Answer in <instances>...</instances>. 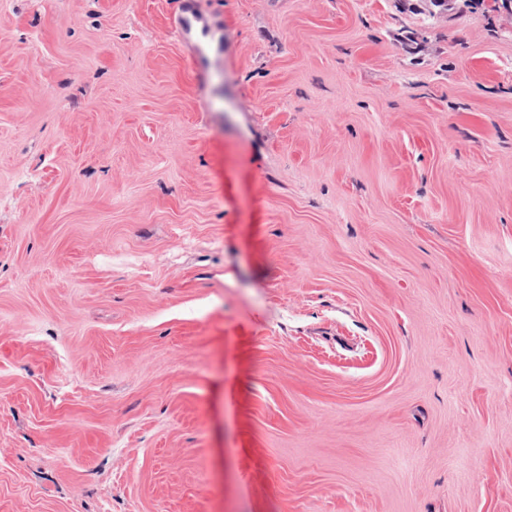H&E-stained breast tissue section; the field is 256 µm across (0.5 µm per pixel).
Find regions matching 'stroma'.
Masks as SVG:
<instances>
[{"mask_svg":"<svg viewBox=\"0 0 512 512\" xmlns=\"http://www.w3.org/2000/svg\"><path fill=\"white\" fill-rule=\"evenodd\" d=\"M0 512H512V14L0 0Z\"/></svg>","mask_w":512,"mask_h":512,"instance_id":"obj_1","label":"stroma"}]
</instances>
